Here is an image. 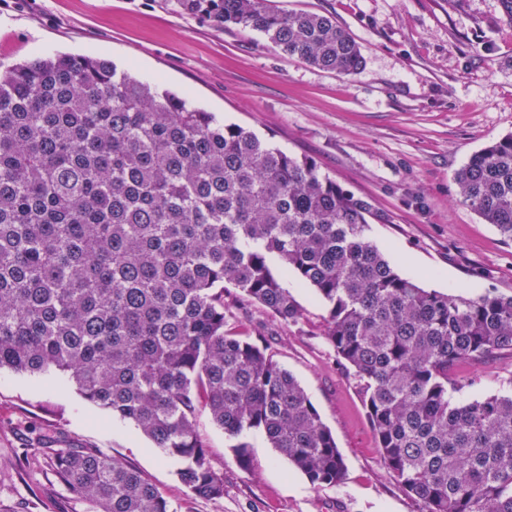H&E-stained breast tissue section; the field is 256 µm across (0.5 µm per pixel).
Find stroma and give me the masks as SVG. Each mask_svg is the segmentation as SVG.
<instances>
[{"instance_id": "stroma-1", "label": "stroma", "mask_w": 512, "mask_h": 512, "mask_svg": "<svg viewBox=\"0 0 512 512\" xmlns=\"http://www.w3.org/2000/svg\"><path fill=\"white\" fill-rule=\"evenodd\" d=\"M336 19L363 56L358 73L317 69L261 34L181 13L174 0H0V73L58 53L112 60L188 96L224 123L312 159L372 206L369 238L400 274L428 290L512 295V242L458 194L469 157L512 134V21L502 0H270ZM299 324L284 325L239 290L224 293L231 328L269 345L331 429L346 474L313 487L263 433L252 465L207 411L198 436L224 473V495L193 498L170 458L67 381L0 372V512H92L46 465L44 448H97L140 471L172 512H423L389 473L358 379L324 337L325 306L289 279ZM461 399L512 390V351L451 373Z\"/></svg>"}]
</instances>
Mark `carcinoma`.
Segmentation results:
<instances>
[{"mask_svg":"<svg viewBox=\"0 0 512 512\" xmlns=\"http://www.w3.org/2000/svg\"><path fill=\"white\" fill-rule=\"evenodd\" d=\"M264 34L324 71L363 66L328 15L268 0H176ZM462 202L512 241V135L456 173ZM369 202L186 96L103 58H35L0 75V370L60 375L175 461L189 495L224 496L195 428L208 409L251 465L270 447L315 487L343 480L331 430L267 347L228 327L224 288L285 324L288 274L327 310L377 448L424 512H512V391L462 400L460 363L512 349V296L428 291L367 236ZM49 470L94 512H170L138 470L54 448Z\"/></svg>","mask_w":512,"mask_h":512,"instance_id":"1","label":"carcinoma"}]
</instances>
